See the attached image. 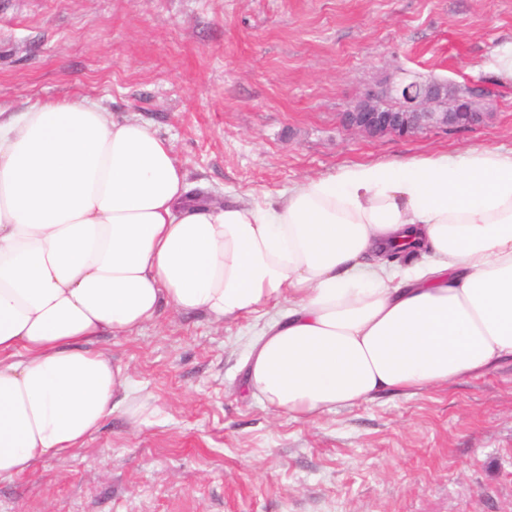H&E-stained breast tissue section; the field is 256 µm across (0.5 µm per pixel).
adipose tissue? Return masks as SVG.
I'll use <instances>...</instances> for the list:
<instances>
[{
	"label": "adipose tissue",
	"instance_id": "ef3b65f1",
	"mask_svg": "<svg viewBox=\"0 0 512 512\" xmlns=\"http://www.w3.org/2000/svg\"><path fill=\"white\" fill-rule=\"evenodd\" d=\"M189 191L142 123L75 99L0 108V479L127 401L91 344L166 305L266 318L245 385L297 419L512 358V150L354 164L262 204ZM396 245L422 261L388 262Z\"/></svg>",
	"mask_w": 512,
	"mask_h": 512
}]
</instances>
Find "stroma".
Wrapping results in <instances>:
<instances>
[{
	"instance_id": "35a3bbf8",
	"label": "stroma",
	"mask_w": 512,
	"mask_h": 512,
	"mask_svg": "<svg viewBox=\"0 0 512 512\" xmlns=\"http://www.w3.org/2000/svg\"><path fill=\"white\" fill-rule=\"evenodd\" d=\"M512 0H0V106L86 99L168 142L194 192L255 204L306 177L512 150ZM403 80L478 89L484 123L367 138L339 115ZM264 319L164 310L96 340L129 377L73 455L0 480V512H512V359L307 421L248 394Z\"/></svg>"
}]
</instances>
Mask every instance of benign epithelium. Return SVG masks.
<instances>
[{
    "mask_svg": "<svg viewBox=\"0 0 512 512\" xmlns=\"http://www.w3.org/2000/svg\"><path fill=\"white\" fill-rule=\"evenodd\" d=\"M475 98L444 94L443 84L434 81L391 82L370 90L348 111L340 113L341 125L352 132L381 137L413 136L423 130L472 127L481 123Z\"/></svg>",
    "mask_w": 512,
    "mask_h": 512,
    "instance_id": "obj_1",
    "label": "benign epithelium"
}]
</instances>
